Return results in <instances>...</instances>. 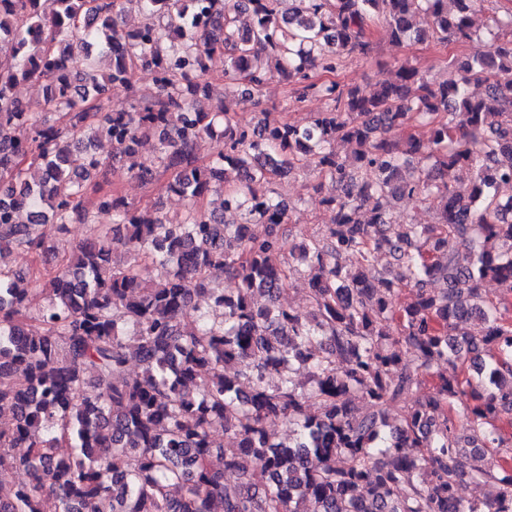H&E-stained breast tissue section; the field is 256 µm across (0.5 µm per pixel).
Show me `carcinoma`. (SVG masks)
Returning <instances> with one entry per match:
<instances>
[{"instance_id":"1","label":"carcinoma","mask_w":512,"mask_h":512,"mask_svg":"<svg viewBox=\"0 0 512 512\" xmlns=\"http://www.w3.org/2000/svg\"><path fill=\"white\" fill-rule=\"evenodd\" d=\"M142 2L145 22L127 33L117 0H0V38L14 43L0 61V254H50L42 225L63 235L112 215L36 288L0 268V468L29 474L0 485V512H42L48 496L58 512H512V448L497 425L512 417V12L482 32L472 15L489 0ZM379 27L398 44L483 37L488 51L449 58L437 84L407 61L369 91L326 79L369 55ZM77 42L86 65L72 74ZM220 64L256 123L235 119L224 97L213 112L194 108L198 79ZM147 68L161 74L150 97L103 100ZM274 76L293 102L318 94L329 109L304 125L272 117L262 88ZM33 79L41 96L24 104L14 89ZM50 113L65 126L48 125ZM150 138L155 154L128 172L145 184L167 176L187 203L179 220L102 188ZM204 138L224 143L207 164ZM310 156L316 178L336 185L324 200L333 218L288 249L296 205L267 185ZM396 201L436 204L435 223H393ZM255 223L269 225L265 237ZM383 251L394 263L377 275ZM148 262L165 277L145 278ZM297 264L308 314L277 304ZM213 270L237 287H213ZM472 317L484 335L458 328ZM426 376L431 388L407 403ZM274 420L296 440L272 441ZM467 481L490 489L484 502L458 497Z\"/></svg>"}]
</instances>
